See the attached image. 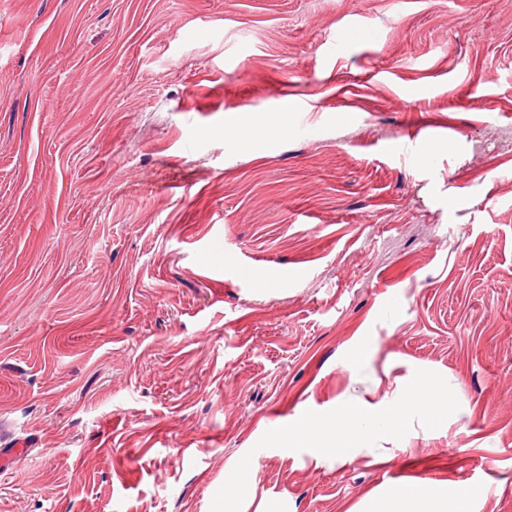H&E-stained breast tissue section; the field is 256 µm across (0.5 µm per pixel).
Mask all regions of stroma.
<instances>
[{
  "label": "stroma",
  "instance_id": "stroma-1",
  "mask_svg": "<svg viewBox=\"0 0 512 512\" xmlns=\"http://www.w3.org/2000/svg\"><path fill=\"white\" fill-rule=\"evenodd\" d=\"M418 369L437 429L257 446ZM0 422V512H210L247 454L267 512H512V0H0ZM472 497L468 486H460L450 494L448 509V489L436 483L419 485L409 491L395 487L375 500L369 512H467Z\"/></svg>",
  "mask_w": 512,
  "mask_h": 512
}]
</instances>
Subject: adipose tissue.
Returning <instances> with one entry per match:
<instances>
[{"mask_svg": "<svg viewBox=\"0 0 512 512\" xmlns=\"http://www.w3.org/2000/svg\"><path fill=\"white\" fill-rule=\"evenodd\" d=\"M472 497L471 489L466 486L452 491L434 483L407 491L396 487L375 500L371 512H467Z\"/></svg>", "mask_w": 512, "mask_h": 512, "instance_id": "adipose-tissue-1", "label": "adipose tissue"}]
</instances>
